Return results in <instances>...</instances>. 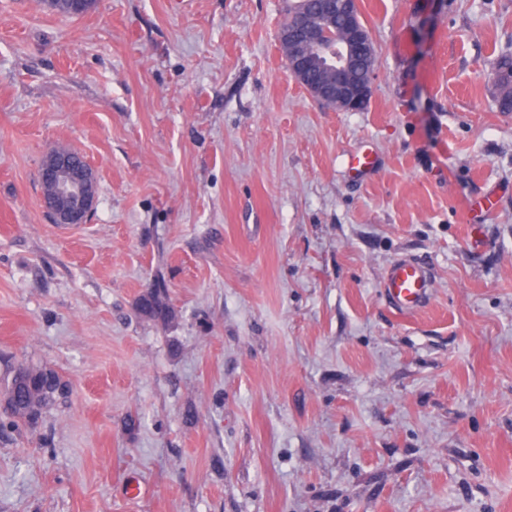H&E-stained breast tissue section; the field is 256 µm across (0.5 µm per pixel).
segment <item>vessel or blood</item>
<instances>
[{
    "mask_svg": "<svg viewBox=\"0 0 512 512\" xmlns=\"http://www.w3.org/2000/svg\"><path fill=\"white\" fill-rule=\"evenodd\" d=\"M346 164L352 176L361 179L374 171L377 157L372 150H359L349 155ZM382 288L385 299L406 314L424 308L434 293L429 268L410 258L398 259L386 268Z\"/></svg>",
    "mask_w": 512,
    "mask_h": 512,
    "instance_id": "obj_1",
    "label": "vessel or blood"
}]
</instances>
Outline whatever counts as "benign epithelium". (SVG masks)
Segmentation results:
<instances>
[{"mask_svg": "<svg viewBox=\"0 0 512 512\" xmlns=\"http://www.w3.org/2000/svg\"><path fill=\"white\" fill-rule=\"evenodd\" d=\"M341 8L350 13L345 38L327 41V28L334 25L331 5L321 26L292 37L285 33L281 41L288 47L286 61L296 80L316 69L334 73V77L308 87L313 97L336 101L343 110L354 112L366 105L370 85L352 83L348 73L356 57L375 54V45L367 28L359 23L357 0H341ZM40 182L53 223L66 227L88 223L97 204L96 173L82 154L47 152L40 168Z\"/></svg>", "mask_w": 512, "mask_h": 512, "instance_id": "benign-epithelium-1", "label": "benign epithelium"}]
</instances>
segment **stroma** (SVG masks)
<instances>
[{
  "label": "stroma",
  "mask_w": 512,
  "mask_h": 512,
  "mask_svg": "<svg viewBox=\"0 0 512 512\" xmlns=\"http://www.w3.org/2000/svg\"><path fill=\"white\" fill-rule=\"evenodd\" d=\"M371 93L291 75L288 0H0V512H512V0H358ZM378 170L350 181L344 156ZM98 205L46 214V152ZM434 296L403 315L386 267ZM163 276L172 315L135 312ZM497 104L500 112H512V56H503L495 66ZM377 156L370 149L356 151L346 160L347 167L354 178H364L377 166ZM40 182L54 224H87L97 204L96 173L81 153L51 150L40 168ZM385 299L402 313H414L428 305L434 293L429 268L411 258L392 262L382 277ZM24 367L25 375L7 382L5 394L10 398L11 411L1 417L0 428H18L20 425L33 426L44 409L58 400H66L70 393L69 384L55 371L45 367L18 364Z\"/></svg>",
  "instance_id": "obj_1"
}]
</instances>
